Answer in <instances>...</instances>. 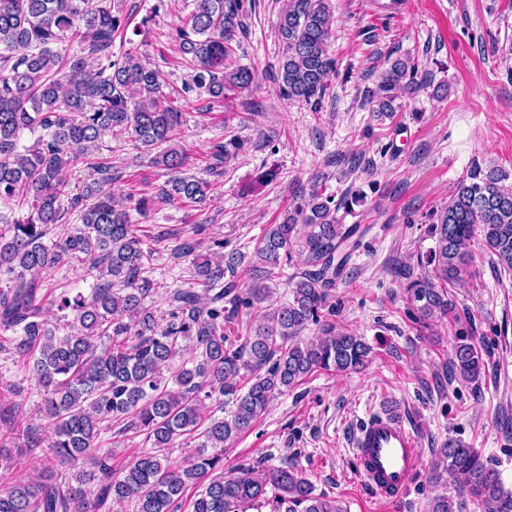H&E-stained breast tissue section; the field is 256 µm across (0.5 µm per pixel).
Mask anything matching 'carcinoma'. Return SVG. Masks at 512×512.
Wrapping results in <instances>:
<instances>
[{"label":"carcinoma","mask_w":512,"mask_h":512,"mask_svg":"<svg viewBox=\"0 0 512 512\" xmlns=\"http://www.w3.org/2000/svg\"><path fill=\"white\" fill-rule=\"evenodd\" d=\"M193 2L174 36L191 68L181 96L194 92L222 102L254 80L249 68L233 64L254 0ZM127 29L112 0H0V206L29 204L22 217L0 213V351L21 360L42 392L39 412L51 434L45 440L29 427L24 447L48 449L60 466L82 464L68 479L47 465L37 478L1 488L0 512H100L110 499L131 504L133 512H184L190 488L191 512H345L286 461L271 467L252 459L224 474V442L250 430L273 399L312 372L365 366L369 345L335 332L327 318L334 313L331 291L368 227L339 223L349 198L335 199L319 178L304 204L268 225L250 254L234 248L215 263L196 255L204 225L195 224L173 256L193 257L201 291L174 293L168 320L159 323L147 305L154 283L144 273L160 239L142 234L129 211L142 214L155 200L200 203L210 182L183 173L181 112L163 94L161 70L142 63L136 51L112 53L115 37H126ZM276 32L283 45L278 95L319 109L336 65L328 54L330 0H287ZM417 75L414 63L393 61L373 94L376 112L393 116L395 91L415 94ZM26 131L39 136L22 148ZM107 131L127 132L146 146L167 145L150 158L167 176L155 196L114 200L109 186L122 172L104 162L92 164L95 178L72 192L65 170ZM241 147L233 137L214 140L208 171L224 174V163ZM506 180L498 168L473 164L427 229L435 247L417 266H431L433 274L400 269L406 304L418 319L453 315L446 288L466 272L468 244L476 237L496 256L499 275L512 276V184ZM72 212L80 223L70 227ZM54 224L64 227L57 239L49 238ZM283 260L305 267L292 299L237 342L229 325L241 309L267 297L272 269ZM72 261L96 272L90 297L47 294L48 275ZM53 308L72 312L67 332L48 319ZM310 322L322 327L323 337L301 343ZM176 359L180 364L164 377L163 368ZM453 365L466 381L478 380L484 367L481 349L463 332L455 336ZM229 395L230 418L207 415V402ZM115 424L121 433L153 440L152 450L118 473L95 447ZM191 436L201 442L183 462L171 461L166 449ZM433 479L452 485L456 498L435 496L429 512H466L469 501L481 512H512V492L502 488L498 470L454 439L440 448Z\"/></svg>","instance_id":"carcinoma-1"}]
</instances>
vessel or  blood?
Returning a JSON list of instances; mask_svg holds the SVG:
<instances>
[{
  "label": "vessel or blood",
  "mask_w": 512,
  "mask_h": 512,
  "mask_svg": "<svg viewBox=\"0 0 512 512\" xmlns=\"http://www.w3.org/2000/svg\"><path fill=\"white\" fill-rule=\"evenodd\" d=\"M351 446L363 480L376 497L403 496L421 466L422 450L403 421L373 416L351 437Z\"/></svg>",
  "instance_id": "1"
}]
</instances>
